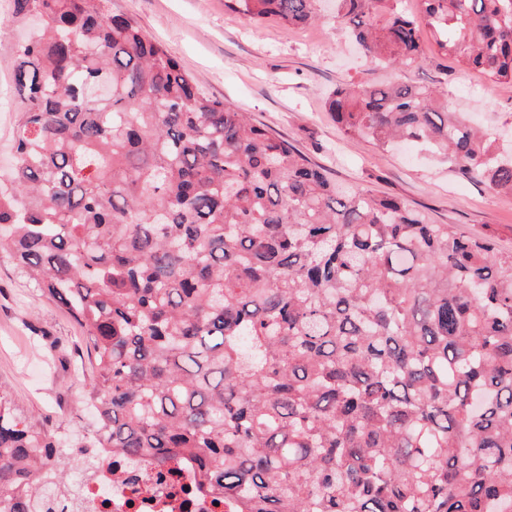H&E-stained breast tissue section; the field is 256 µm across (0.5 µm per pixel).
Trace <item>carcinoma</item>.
Instances as JSON below:
<instances>
[{"label":"carcinoma","mask_w":512,"mask_h":512,"mask_svg":"<svg viewBox=\"0 0 512 512\" xmlns=\"http://www.w3.org/2000/svg\"><path fill=\"white\" fill-rule=\"evenodd\" d=\"M225 0L325 20L381 67L444 56L512 84V0ZM14 165L0 254L96 356L82 447L193 473L224 512H512V252L396 197L340 188L203 94L106 0H12ZM328 107L382 150L430 148L512 194V153L412 83ZM54 437L0 393V512H36Z\"/></svg>","instance_id":"carcinoma-1"}]
</instances>
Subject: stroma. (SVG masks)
<instances>
[{
  "label": "stroma",
  "instance_id": "stroma-1",
  "mask_svg": "<svg viewBox=\"0 0 512 512\" xmlns=\"http://www.w3.org/2000/svg\"><path fill=\"white\" fill-rule=\"evenodd\" d=\"M108 11L136 22L174 55L210 97L230 103L288 140L336 183L405 199L439 224L489 234L512 251V197L462 180L426 150L384 153L350 138L325 108L327 95L350 83L411 81L441 86L458 111L493 132H512V85L465 69L438 54L428 32L418 69H381L347 33L313 23L261 24L225 9L224 0H108ZM26 34L0 27V113L13 112V52ZM94 357L64 307L26 282L0 257V392L18 412L59 441V457L82 464L79 441L94 427L86 405Z\"/></svg>",
  "mask_w": 512,
  "mask_h": 512
}]
</instances>
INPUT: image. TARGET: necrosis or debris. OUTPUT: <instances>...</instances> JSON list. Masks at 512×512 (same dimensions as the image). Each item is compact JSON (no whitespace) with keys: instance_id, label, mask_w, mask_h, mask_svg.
<instances>
[{"instance_id":"4bbe7bcc","label":"necrosis or debris","mask_w":512,"mask_h":512,"mask_svg":"<svg viewBox=\"0 0 512 512\" xmlns=\"http://www.w3.org/2000/svg\"><path fill=\"white\" fill-rule=\"evenodd\" d=\"M84 454L97 465L80 477L72 497L56 495L54 476L45 474L40 512H164L168 505L175 512H219L213 497L183 496V488L192 484L188 473L161 481L144 462L124 473L112 471L111 449L88 448Z\"/></svg>"}]
</instances>
